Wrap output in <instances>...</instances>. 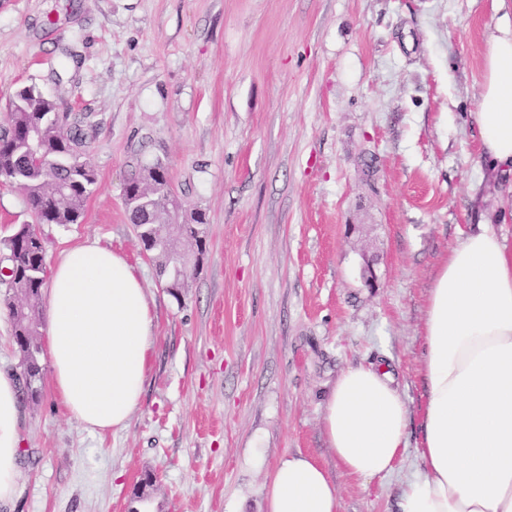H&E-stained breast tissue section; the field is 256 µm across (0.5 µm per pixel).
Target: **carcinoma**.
<instances>
[{
    "label": "carcinoma",
    "instance_id": "carcinoma-1",
    "mask_svg": "<svg viewBox=\"0 0 512 512\" xmlns=\"http://www.w3.org/2000/svg\"><path fill=\"white\" fill-rule=\"evenodd\" d=\"M21 105L11 108L10 124L0 132V169L17 172L27 203L38 224H77L83 215L87 198L97 182L96 172L89 162L81 161L93 143L96 132L84 115L56 112L58 102L38 93L28 94L19 89L12 100ZM39 121L44 150L56 162V172H46L29 166L25 150V135L29 126ZM167 172L158 161L132 171L129 184L135 186L158 172ZM6 251L8 272L3 282L9 289H18L23 300V316L14 319L16 342L21 363L26 371L22 400H35L42 380L41 347L38 342L43 323L41 306L45 281V241L34 239L21 228L0 241Z\"/></svg>",
    "mask_w": 512,
    "mask_h": 512
}]
</instances>
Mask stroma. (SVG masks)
I'll return each mask as SVG.
<instances>
[{"instance_id": "stroma-1", "label": "stroma", "mask_w": 512, "mask_h": 512, "mask_svg": "<svg viewBox=\"0 0 512 512\" xmlns=\"http://www.w3.org/2000/svg\"><path fill=\"white\" fill-rule=\"evenodd\" d=\"M493 23L491 0H0V131L25 85L97 128V182L80 223L42 226L47 262L96 241L155 297L125 428L86 429L47 379L24 403L16 512H263L284 451L335 470L325 398L344 368L381 359L410 447L395 473L337 485L340 512H397L429 288L504 196L473 120ZM158 160L181 222L206 219L176 296L123 200L131 170ZM33 221L0 186V239Z\"/></svg>"}]
</instances>
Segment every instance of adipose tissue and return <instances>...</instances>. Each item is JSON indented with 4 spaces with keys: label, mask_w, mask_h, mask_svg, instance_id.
<instances>
[{
    "label": "adipose tissue",
    "mask_w": 512,
    "mask_h": 512,
    "mask_svg": "<svg viewBox=\"0 0 512 512\" xmlns=\"http://www.w3.org/2000/svg\"><path fill=\"white\" fill-rule=\"evenodd\" d=\"M474 114L481 158L512 175V0H493ZM448 252L429 290L421 373L426 402L418 464L399 512H512V245L480 217ZM52 383L64 410L95 432L125 427L139 407L154 345V302L125 256L96 243L64 249L45 295ZM22 403L0 370V508L20 496ZM409 410L389 365L343 369L323 408L322 432L341 474L394 472ZM265 512H340L326 467L284 453L265 483Z\"/></svg>",
    "instance_id": "1"
}]
</instances>
